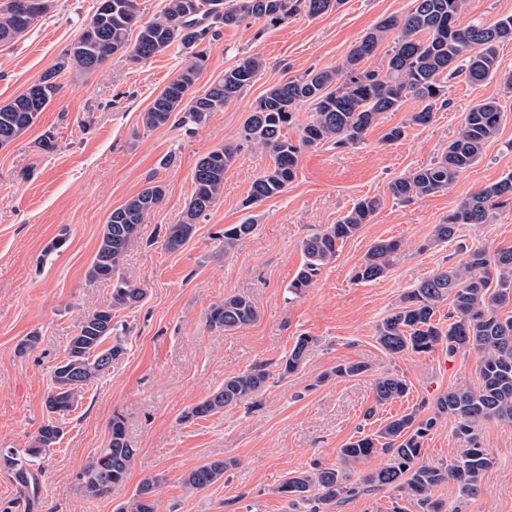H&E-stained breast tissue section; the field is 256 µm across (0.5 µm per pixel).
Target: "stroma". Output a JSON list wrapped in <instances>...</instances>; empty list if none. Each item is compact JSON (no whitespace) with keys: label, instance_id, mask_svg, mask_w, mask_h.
I'll return each instance as SVG.
<instances>
[{"label":"stroma","instance_id":"35a3bbf8","mask_svg":"<svg viewBox=\"0 0 512 512\" xmlns=\"http://www.w3.org/2000/svg\"><path fill=\"white\" fill-rule=\"evenodd\" d=\"M409 8L410 0H344L338 10L317 17L297 14L275 25L249 20L222 28L208 46L195 93L248 57L262 60V72L189 135L168 125L148 131L141 122L142 112L185 65L188 54L180 44L140 62L118 52L94 72L55 71L63 50L90 22L96 0H52L27 34L0 44V103L50 72L59 87L35 124L0 149V448L29 447L48 420L51 373L78 318L111 299V282L88 278L110 213L147 183L166 188L162 205L125 255V273L147 296L115 317L125 332L123 357L85 387L76 409L60 420V442L30 464L34 490L0 468V512H114L155 473L165 477L158 512H293L277 492L289 474L316 463L334 466L351 438L376 432L418 406L432 413L448 389L476 385L475 354L450 357L439 346L426 354L391 355L377 343L374 327L421 280L457 263L459 245L512 246V206L493 223L461 225L458 240L433 241L437 224L458 204L512 172V93H505L501 78L482 84L448 78V104L429 125L411 123L422 104L409 98L399 110L379 114L359 145L303 149L287 191L250 208L244 205L250 186L271 159L264 149H245L193 237L175 252L161 246L166 226L180 220L190 199L197 160L239 143L249 112L267 88L309 69L341 66L378 21ZM491 98L499 102L503 122L478 163L447 192L409 203L389 197L390 181L440 157L466 112ZM397 125L405 128L402 140L383 142ZM47 136L49 150L42 146ZM373 196L383 203L370 223L340 246L301 297L290 298L303 239ZM247 219L256 225L253 234L224 250L217 233ZM386 239L401 243L389 270L375 281H356L368 249ZM233 294L251 298L256 321L232 332L209 328V306ZM33 334L35 348L19 353V343ZM303 334L314 339L303 364L279 377L282 358ZM348 362L369 369L353 378L332 376L336 365ZM260 363L271 376L257 408L187 418L225 377ZM391 373L406 379L409 393L376 405L374 381ZM116 416L138 454L123 485L97 499L85 497L79 476L106 446ZM480 437L493 466L476 497H462L452 482L437 488L446 512H512V426L487 422ZM215 459L234 462L223 479L198 491L184 486L185 473ZM329 512L422 510L397 492L379 490L356 493Z\"/></svg>","mask_w":512,"mask_h":512}]
</instances>
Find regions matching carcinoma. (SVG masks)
Segmentation results:
<instances>
[{
  "instance_id": "cac0c4a2",
  "label": "carcinoma",
  "mask_w": 512,
  "mask_h": 512,
  "mask_svg": "<svg viewBox=\"0 0 512 512\" xmlns=\"http://www.w3.org/2000/svg\"><path fill=\"white\" fill-rule=\"evenodd\" d=\"M32 13L22 17L17 0H0V43L23 36L51 9V0H34ZM343 0H166L161 14L144 19L138 0H98L90 23L67 48L53 72L40 81L42 94L35 98L21 94L0 104V145L21 138L55 97L58 85L54 74L69 67L98 70L107 59L126 51L133 60L151 58L177 42L190 51L181 72L155 97L141 114L146 130L167 124L190 132L213 112L238 97L257 80L263 63L247 57L224 71L202 96L192 88L207 60L203 42L216 38L219 28L234 27L246 20L278 22L297 13L310 17L339 8ZM464 0H411L403 16H388L364 34L336 69L308 70L270 86L256 101L243 124L241 143L220 146L198 159L192 172L193 191L182 217L166 228L163 249H180L195 232L201 216L224 191V175L234 165L244 146L261 147L272 163L252 182L245 206L251 207L284 193L296 179L299 154L304 147L330 143L338 148L356 145L382 112H395L408 97L424 103L411 116V122L426 126L437 106H445L443 83L450 76H464L472 84L492 79L499 70L498 44L512 39V15L487 25L473 20L460 23ZM394 32L387 69L362 66ZM135 39H130V35ZM302 103L311 107L309 122L301 129L298 144L284 138L283 128L295 118ZM503 112L498 101L485 100L466 112L462 129L448 143L440 160L398 177L388 185L389 195L402 202L446 192L459 176L482 156L483 149L495 140L502 125ZM161 185L143 188L112 210L103 226L98 249L88 270L92 281L112 282L111 301L81 316L65 356L53 367V389L45 406L50 414L69 412L84 387L103 377L125 351L116 314L142 304L146 290L123 273V260L129 243L138 235L146 218L163 202ZM512 205V173L485 186L462 201L446 222L436 226V242L457 237L462 224H490L497 211ZM381 206L377 197L359 199L336 223L302 241L304 261L288 292L299 297L309 288L322 268L331 263L339 245L369 223ZM256 225L249 220L224 228L219 240L224 252L250 235ZM400 248L396 240L376 242L355 273L359 282H372L384 276L391 259ZM456 265L435 272L416 288L405 293L392 312L376 325L377 343L389 354L428 353L442 345L452 357L459 351L477 356L478 384L448 389L435 404L434 412L421 417L420 409L392 418L374 434L350 439L339 449L334 467H315L296 472L280 485L279 493L288 502L310 503V512H323L356 491L349 483L350 467L358 460L381 450L390 455L387 465L365 478L364 483L391 489L405 498H414L425 512H445L443 502L433 492L454 481L463 495L479 493L483 474L492 460L480 444L484 422L495 419L512 425V246L490 251L480 247L460 248ZM451 301L448 324L435 315L445 301ZM257 319L253 302L241 294L230 295L209 307L206 323L212 329L235 331ZM312 344L301 335L280 362L281 376L298 371ZM368 366L358 362L340 364L332 371L338 378L363 374ZM269 373L256 364L224 379V385L200 401L185 418H204L249 403L265 387ZM406 380L387 375L375 380V402L391 403L408 394ZM443 417L455 422V434L468 448L447 464H434L423 458L428 434ZM62 429L53 420L42 425L24 454L38 458L58 443ZM138 449L130 447L124 421L112 418L110 440L85 466L79 476L81 490L89 498L108 494L125 482ZM0 465L14 471L18 483L26 488L33 475L17 453L0 450ZM232 466L227 460L208 461L184 475L183 483L192 490L205 489L224 476ZM164 482L152 474L140 482L135 493L120 504L116 512H157L155 493Z\"/></svg>"
}]
</instances>
